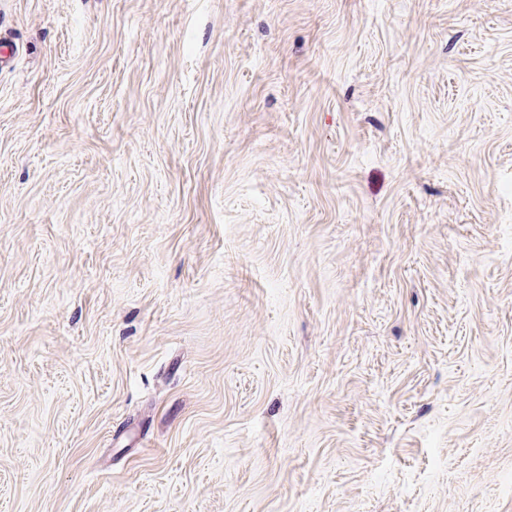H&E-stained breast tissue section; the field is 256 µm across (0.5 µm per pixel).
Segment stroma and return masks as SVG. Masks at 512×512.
I'll list each match as a JSON object with an SVG mask.
<instances>
[{"label": "stroma", "instance_id": "obj_1", "mask_svg": "<svg viewBox=\"0 0 512 512\" xmlns=\"http://www.w3.org/2000/svg\"><path fill=\"white\" fill-rule=\"evenodd\" d=\"M0 512H512V0H0Z\"/></svg>", "mask_w": 512, "mask_h": 512}]
</instances>
